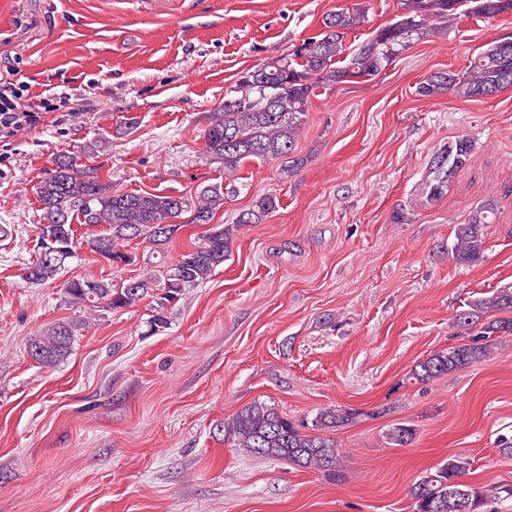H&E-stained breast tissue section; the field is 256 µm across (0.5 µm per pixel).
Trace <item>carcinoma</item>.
Listing matches in <instances>:
<instances>
[{"label": "carcinoma", "instance_id": "carcinoma-1", "mask_svg": "<svg viewBox=\"0 0 512 512\" xmlns=\"http://www.w3.org/2000/svg\"><path fill=\"white\" fill-rule=\"evenodd\" d=\"M512 14V0H404L402 12L375 28L355 50L345 45L349 34L366 23L365 11L341 8L322 19V30L302 42L313 43L306 54L292 49L252 68L239 80L224 105L212 113L204 133L205 151L220 165L224 178L236 174L244 162L289 159L300 166L298 135L305 123L308 102L318 89L336 87L357 79L367 80L392 65L416 41L464 21L489 20ZM498 41L471 58L462 72L439 70L422 81L416 93L421 97L452 95L463 101L477 100L484 91L493 94L512 87V50L504 56ZM474 144L457 136L440 146L431 156L428 175L421 189L432 202L448 190L452 178L468 163ZM235 189L221 184L203 188L192 202L164 193L121 192L86 165L80 155L63 153L55 168L35 187L40 232L37 251L24 267L26 279L43 283L56 279L68 262H59L43 252L48 246L62 247L69 259L77 258L84 244L101 255L112 257V265H128L132 255L120 244L136 239L165 253L167 245L183 227L203 216L212 221L224 197ZM277 206L266 195L252 208L242 211L233 224H216L193 242V248L160 267L158 272L118 285L109 279L76 276L63 284L69 303L92 312L129 308L142 300L152 304L151 325L167 326V313L185 290L206 281L224 264L230 241L241 224L256 223ZM496 209L490 202L478 205L468 220L454 227L448 246L460 264H476L483 257L486 228L495 223ZM488 311L512 312V286L467 303L455 316V325L466 329ZM85 319L66 318L46 325L28 344V353L37 363L51 367L70 354L76 338L88 329ZM481 342L471 341L438 350L418 362L409 380L425 383L490 357L497 338L512 336V317H495L480 327ZM363 413L342 406L320 409L310 422H295L276 406L255 400L224 419V441L232 448L275 460H286L299 468L315 469L336 479L339 448L327 433L360 420ZM415 429L397 424L387 439L395 446H407ZM471 469L466 457L451 456L443 465L426 473L411 488L412 512H482L487 500L512 497V484L485 490L461 481Z\"/></svg>", "mask_w": 512, "mask_h": 512}]
</instances>
